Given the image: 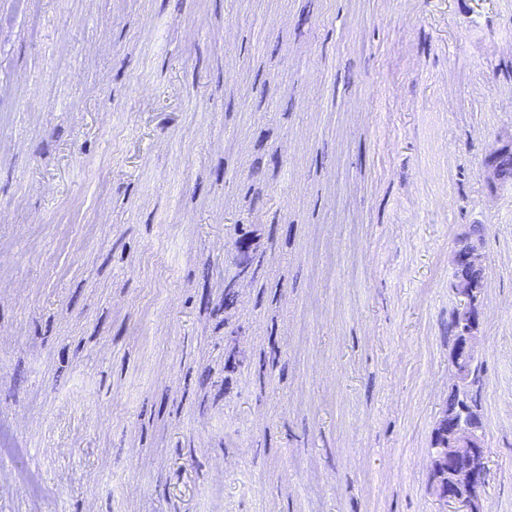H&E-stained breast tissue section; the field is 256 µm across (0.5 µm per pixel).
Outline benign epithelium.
Masks as SVG:
<instances>
[{
  "instance_id": "1",
  "label": "benign epithelium",
  "mask_w": 512,
  "mask_h": 512,
  "mask_svg": "<svg viewBox=\"0 0 512 512\" xmlns=\"http://www.w3.org/2000/svg\"><path fill=\"white\" fill-rule=\"evenodd\" d=\"M487 166L492 179L511 181L512 148L494 150ZM454 265L452 288L458 302L455 321L459 339L450 362L457 379L454 392L458 394L468 382L476 360L483 315L485 266L479 244L462 239ZM430 457L434 493L448 507L446 512H484L480 491L489 468L481 419L467 412L454 417L443 412L432 436Z\"/></svg>"
}]
</instances>
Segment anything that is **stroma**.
<instances>
[{"label": "stroma", "instance_id": "obj_1", "mask_svg": "<svg viewBox=\"0 0 512 512\" xmlns=\"http://www.w3.org/2000/svg\"><path fill=\"white\" fill-rule=\"evenodd\" d=\"M511 143L512 0H0V512H440L475 224L512 512ZM512 148H498L494 150L487 162L490 176L496 181L512 180L511 164Z\"/></svg>", "mask_w": 512, "mask_h": 512}]
</instances>
